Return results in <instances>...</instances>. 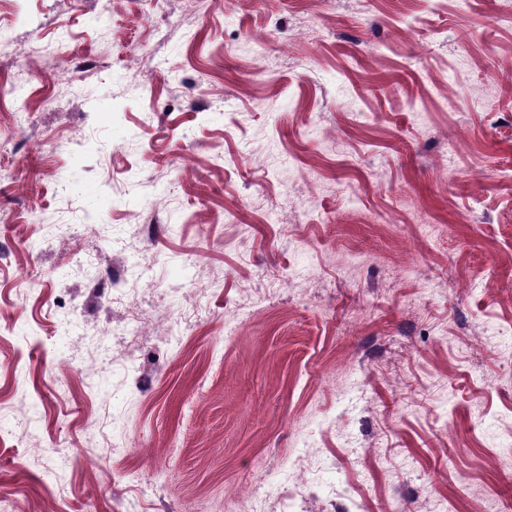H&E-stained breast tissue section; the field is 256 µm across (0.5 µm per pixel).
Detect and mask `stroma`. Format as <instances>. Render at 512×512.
<instances>
[{
	"mask_svg": "<svg viewBox=\"0 0 512 512\" xmlns=\"http://www.w3.org/2000/svg\"><path fill=\"white\" fill-rule=\"evenodd\" d=\"M511 11L0 0V503L512 512ZM122 281L115 275L112 277V282L106 287L101 289V298L107 304L120 303L126 308V316L123 325L120 329L119 335L125 336V339L133 340L139 336L141 330L148 321V317L142 310L138 301L137 288H121Z\"/></svg>",
	"mask_w": 512,
	"mask_h": 512,
	"instance_id": "35a3bbf8",
	"label": "stroma"
}]
</instances>
